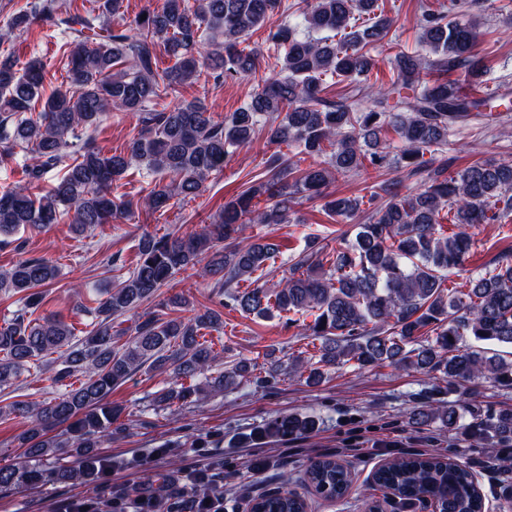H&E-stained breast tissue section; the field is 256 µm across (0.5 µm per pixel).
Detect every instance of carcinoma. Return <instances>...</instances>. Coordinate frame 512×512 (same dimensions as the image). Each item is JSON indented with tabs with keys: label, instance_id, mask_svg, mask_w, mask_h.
<instances>
[{
	"label": "carcinoma",
	"instance_id": "obj_1",
	"mask_svg": "<svg viewBox=\"0 0 512 512\" xmlns=\"http://www.w3.org/2000/svg\"><path fill=\"white\" fill-rule=\"evenodd\" d=\"M74 0H31L10 18L6 37H19L37 19L63 26L65 84L42 97L45 65L33 58L24 66L0 56V166L24 153V182L0 190V238L19 230H41L70 216L74 231L132 219L136 211L165 209L177 196L194 198L225 161L250 145L257 131L271 143L298 149L300 158L270 159L263 179L224 204L200 230L146 234L135 267L118 279L92 311L89 330L78 336L57 314L33 317L44 296L38 288L60 276L44 258H23L0 271V292L19 296L22 307L0 324V389L10 388L34 368L51 372L64 387L46 401H12L0 406V420L24 417L29 429L19 437V461L0 466V487L76 483L105 467L98 448L112 439L122 408L112 390L145 367L165 374L169 386L157 396L167 407L199 403L207 392H222L256 378L255 363L235 359L221 370V356L201 341L203 329L220 330L214 309L190 318L171 308L188 300L176 295L145 312L125 342L112 322L143 303L175 274L200 268L214 276L227 305L244 314L272 318L281 313L312 317L300 335L320 340L318 352L296 356L288 377L307 385L323 382L329 370L354 363L360 369L387 365L426 374L438 372L448 387L460 389L489 379L512 389V257L449 288L450 276L464 267L477 224L512 222V160L475 161L448 174L444 153L462 126L489 124L512 112V89L466 94L462 84L486 72L476 46L483 22L463 10L460 0L433 8L423 0L419 17L422 53L394 54L396 78L373 86L366 78L376 59L370 49L394 48L388 39L395 21L380 12L379 0H300L302 22L268 28L266 42L278 52L272 70L250 102L214 120L199 100L157 110L161 90L191 85L201 69L216 78L252 74L262 50L242 44L254 28L279 10L282 0H161L126 25L121 0H95L83 15ZM175 60L159 70L157 47ZM345 84L336 98L322 96L327 78ZM138 116L139 129L127 152L96 148L89 133L112 110ZM309 161L307 166L302 162ZM160 175L147 194L132 201L116 193L132 164ZM65 172L43 195L46 175ZM388 168L400 179L362 197H333L326 189L339 176ZM417 187L403 193V180ZM324 198L325 212L338 224L355 225L353 238L323 262L325 246L311 237L291 259L288 274L274 288L261 283L267 261L281 245L241 238L242 226L283 224L297 195ZM448 219L450 231L442 229ZM249 281L252 287L240 289ZM490 341L509 356L485 354L470 341ZM52 361H47L49 356ZM455 402L426 401L410 412L417 425L438 422L448 430L467 429L479 439L512 441V407L482 416ZM311 416L279 415L259 436L306 435ZM375 485L411 507L423 499L439 512H484L473 472L444 454L410 453L379 465ZM305 481L322 498H343L351 471L331 456L310 461ZM201 512H224V502L196 490ZM85 512H114L112 495L101 491ZM250 512H306L303 496L273 491L250 500Z\"/></svg>",
	"mask_w": 512,
	"mask_h": 512
}]
</instances>
